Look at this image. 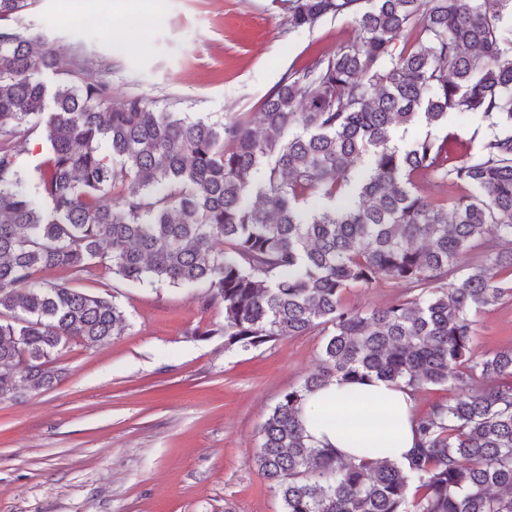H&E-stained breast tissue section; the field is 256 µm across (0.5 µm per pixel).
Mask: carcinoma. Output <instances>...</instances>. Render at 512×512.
<instances>
[{
    "label": "carcinoma",
    "mask_w": 512,
    "mask_h": 512,
    "mask_svg": "<svg viewBox=\"0 0 512 512\" xmlns=\"http://www.w3.org/2000/svg\"><path fill=\"white\" fill-rule=\"evenodd\" d=\"M311 30L353 17L358 34L285 74L262 131L158 112L58 68L46 35L3 21L0 0V400L59 380L71 342L102 348L128 329L110 294L71 286L94 268L123 284L203 285L227 347L322 336L321 368L283 391L255 464L281 512H512V346L472 352L477 318L512 297V0H286ZM485 124L448 155V116ZM426 135L395 145L399 128ZM43 135L38 195L20 189L21 144ZM422 174L462 194L414 191ZM311 200L327 205L302 209ZM489 243L473 257L475 241ZM57 269L69 280L41 273ZM412 295L360 310L354 286ZM446 387L416 419L409 462L361 464L309 443L305 395L333 378Z\"/></svg>",
    "instance_id": "cac0c4a2"
}]
</instances>
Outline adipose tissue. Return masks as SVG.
I'll return each mask as SVG.
<instances>
[{"mask_svg":"<svg viewBox=\"0 0 512 512\" xmlns=\"http://www.w3.org/2000/svg\"><path fill=\"white\" fill-rule=\"evenodd\" d=\"M416 399L409 388L382 380L345 383L331 380L307 394L301 418L309 438L331 446L354 463L370 448L390 449L405 460L416 442Z\"/></svg>","mask_w":512,"mask_h":512,"instance_id":"ef3b65f1","label":"adipose tissue"}]
</instances>
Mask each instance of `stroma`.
I'll use <instances>...</instances> for the list:
<instances>
[{"mask_svg":"<svg viewBox=\"0 0 512 512\" xmlns=\"http://www.w3.org/2000/svg\"><path fill=\"white\" fill-rule=\"evenodd\" d=\"M52 40L64 70L214 122L258 121L282 74L357 34L351 18L293 31L285 0H30L11 20ZM129 328L102 349L73 343L51 388L0 401V512H281L254 453L282 391L319 368L321 336L256 349L194 338L223 321L198 286L126 285L93 270ZM512 346V299L482 314L475 355Z\"/></svg>","mask_w":512,"mask_h":512,"instance_id":"35a3bbf8","label":"stroma"}]
</instances>
